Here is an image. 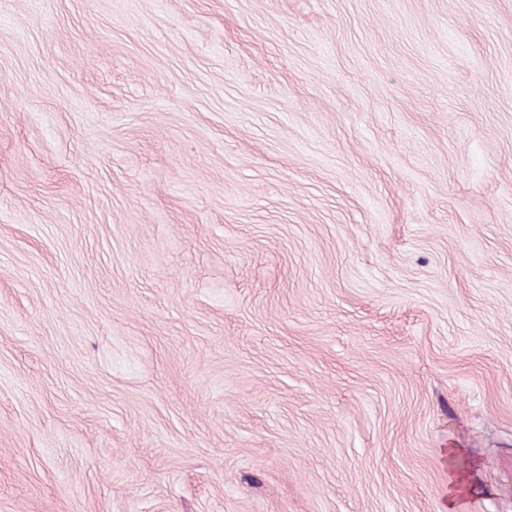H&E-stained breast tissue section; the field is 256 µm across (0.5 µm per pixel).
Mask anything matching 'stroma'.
<instances>
[{
    "mask_svg": "<svg viewBox=\"0 0 512 512\" xmlns=\"http://www.w3.org/2000/svg\"><path fill=\"white\" fill-rule=\"evenodd\" d=\"M0 512H512V0H0Z\"/></svg>",
    "mask_w": 512,
    "mask_h": 512,
    "instance_id": "35a3bbf8",
    "label": "stroma"
}]
</instances>
